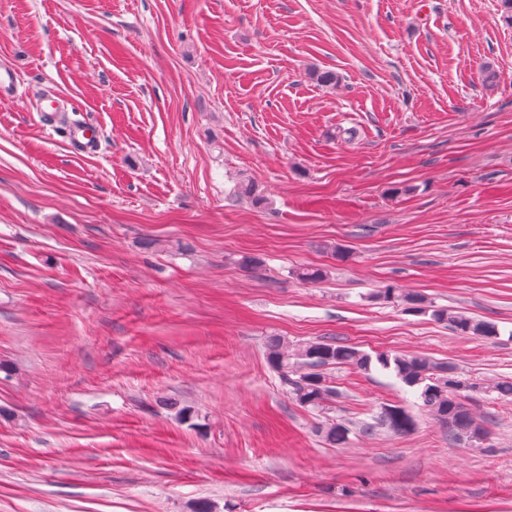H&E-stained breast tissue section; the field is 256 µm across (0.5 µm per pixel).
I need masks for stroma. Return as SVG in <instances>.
Segmentation results:
<instances>
[{
	"mask_svg": "<svg viewBox=\"0 0 512 512\" xmlns=\"http://www.w3.org/2000/svg\"><path fill=\"white\" fill-rule=\"evenodd\" d=\"M2 63L0 512H512V400L478 398L477 446L388 371L327 369L335 400L303 408L265 353L335 340L512 378L497 0H0ZM50 95L67 111L39 112ZM389 283L501 335L373 301ZM387 404L414 433L316 431ZM70 135L73 147L78 152H92L99 146V135L91 126L74 125L70 130ZM318 433L330 446H342L348 443L351 429L343 423H326L318 426Z\"/></svg>",
	"mask_w": 512,
	"mask_h": 512,
	"instance_id": "1",
	"label": "stroma"
}]
</instances>
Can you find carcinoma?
<instances>
[{
    "mask_svg": "<svg viewBox=\"0 0 512 512\" xmlns=\"http://www.w3.org/2000/svg\"><path fill=\"white\" fill-rule=\"evenodd\" d=\"M372 299L382 303L403 306L412 315H429L448 326L459 336L494 341L500 336L497 323L478 319L467 312L453 308L436 307L419 294L408 292L397 284L378 289ZM266 358L277 370L290 393L302 407L320 410L336 392L323 369L350 367L367 373L380 368L395 373L406 387L416 391L425 411L448 429V436L463 437L482 444L489 437L484 418L466 403L472 393L495 396L497 400L512 398V381L477 382L458 375L455 369L422 355H407L392 351L370 354L351 345L336 341H310L291 345L287 340L274 337L267 342ZM414 417L401 405H386L372 423L361 424L360 431L371 434L384 429L394 435L404 436L416 430ZM318 433L330 446L348 443L351 429L343 423H326L318 426Z\"/></svg>",
    "mask_w": 512,
    "mask_h": 512,
    "instance_id": "carcinoma-1",
    "label": "carcinoma"
}]
</instances>
